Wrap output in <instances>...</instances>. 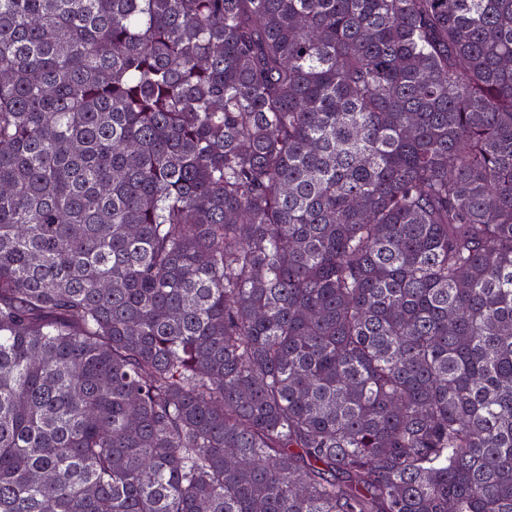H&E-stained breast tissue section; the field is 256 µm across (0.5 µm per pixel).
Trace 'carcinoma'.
Listing matches in <instances>:
<instances>
[{
	"mask_svg": "<svg viewBox=\"0 0 512 512\" xmlns=\"http://www.w3.org/2000/svg\"><path fill=\"white\" fill-rule=\"evenodd\" d=\"M0 512H512V0H0Z\"/></svg>",
	"mask_w": 512,
	"mask_h": 512,
	"instance_id": "obj_1",
	"label": "carcinoma"
}]
</instances>
